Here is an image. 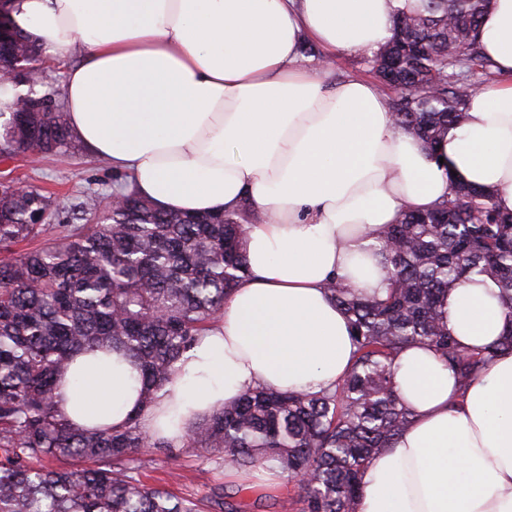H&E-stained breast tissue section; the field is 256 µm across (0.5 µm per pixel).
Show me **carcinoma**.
Listing matches in <instances>:
<instances>
[{
  "label": "carcinoma",
  "mask_w": 512,
  "mask_h": 512,
  "mask_svg": "<svg viewBox=\"0 0 512 512\" xmlns=\"http://www.w3.org/2000/svg\"><path fill=\"white\" fill-rule=\"evenodd\" d=\"M492 0H412L366 63L389 94L398 129L432 149L466 119L471 87L491 89L493 65L478 29ZM6 7L0 61L26 85L0 110V162L76 149L66 88L46 86L43 44ZM0 180V512H205L201 499L145 484L129 466L140 448H166L139 417L85 429L60 409L59 383L78 353L121 350L137 363L151 406L182 354L224 313L250 275L244 200L232 211L189 214L135 192H84L67 209L35 188ZM384 294L332 278L327 292L347 316L355 360L331 392L259 387L198 421L190 448L222 465L277 467L300 485V512H355L361 472L413 417L393 381L410 345L433 349L466 387L502 350L512 351V212L485 189L459 185L423 211L402 212L379 241ZM473 277L499 287L507 331L489 347L459 346L442 317L448 292Z\"/></svg>",
  "instance_id": "1"
}]
</instances>
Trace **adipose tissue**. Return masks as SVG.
I'll use <instances>...</instances> for the list:
<instances>
[{"instance_id": "obj_1", "label": "adipose tissue", "mask_w": 512, "mask_h": 512, "mask_svg": "<svg viewBox=\"0 0 512 512\" xmlns=\"http://www.w3.org/2000/svg\"><path fill=\"white\" fill-rule=\"evenodd\" d=\"M405 0H16L13 17L48 53L79 54L66 77L77 139L159 206L212 212L250 199L251 274L219 322L183 354L148 408L121 351L77 355L59 405L86 428L139 415L183 444L200 419L266 386L331 391L356 348L325 291L341 278L384 286L386 225L458 184L493 191L512 211V0H494L479 32L504 83L478 92L436 153L397 129L375 83L326 84L300 63L377 50ZM492 280L448 294L449 333L478 350L506 319ZM394 382L411 422L363 472L356 512H512V352L459 388L431 350L410 346Z\"/></svg>"}]
</instances>
